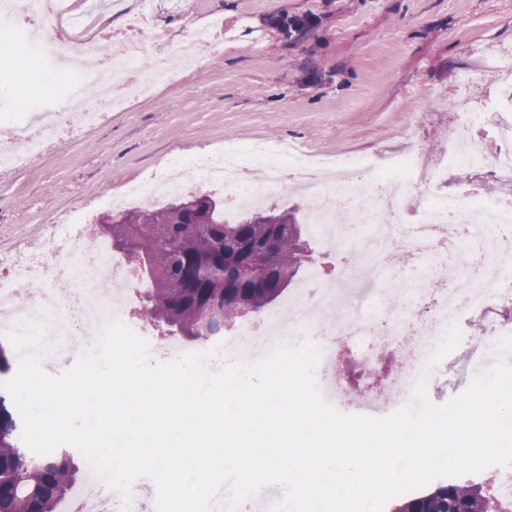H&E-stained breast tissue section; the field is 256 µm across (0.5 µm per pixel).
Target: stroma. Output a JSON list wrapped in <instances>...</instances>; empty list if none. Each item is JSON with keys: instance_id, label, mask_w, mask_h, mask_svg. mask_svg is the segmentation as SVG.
<instances>
[{"instance_id": "1", "label": "stroma", "mask_w": 512, "mask_h": 512, "mask_svg": "<svg viewBox=\"0 0 512 512\" xmlns=\"http://www.w3.org/2000/svg\"><path fill=\"white\" fill-rule=\"evenodd\" d=\"M158 2L155 22L170 44L214 13L231 43L45 157L0 171V253L32 246L41 225L69 223L78 209L98 223L105 193L168 173L176 150L212 153L259 137L366 154L396 146L413 125L430 154L456 121L442 99L463 92L478 109L512 106L488 74L512 51V0H187L183 15ZM283 15L313 24L290 38L270 24ZM1 71L0 128L55 105L53 90L26 87L32 74L48 76L42 62L29 67L0 50ZM330 370L344 377L341 412L370 394L369 370L348 344Z\"/></svg>"}]
</instances>
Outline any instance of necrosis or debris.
<instances>
[{
  "mask_svg": "<svg viewBox=\"0 0 512 512\" xmlns=\"http://www.w3.org/2000/svg\"><path fill=\"white\" fill-rule=\"evenodd\" d=\"M143 24L137 41L111 53L87 37L90 13L72 14L67 0H39L37 13L70 28V41L46 36L32 39L18 32L7 15L11 0H0V48L17 46L49 66L59 81L65 111L49 113L46 122L14 123L7 137L25 144V152L0 147V169L16 168L44 152L49 141L72 126L92 127L104 106L122 108L157 84L173 81L179 69L199 64L218 19L191 29L177 45L155 25L156 0H138ZM150 68H140L144 56ZM95 86L96 103L84 98ZM456 122L441 152L426 154L412 138L385 153L314 155L265 139L225 147L223 154L173 155V176L146 178L127 185V198L152 205L162 195L178 196L187 188L223 187L227 212L234 213L268 198L287 179L301 178L309 197L306 222L327 250L347 259L330 281L322 261H314L301 281L287 315L274 312L258 323H241L224 341L246 359L259 357L281 337L300 328L316 330L339 318L338 331L363 337L379 353L399 335L410 336L412 366L392 377L383 391L367 396L371 406L397 408L407 403L413 385L450 322H457L467 342L448 365V384L471 377L489 337L512 335V113L475 111L467 98L450 101ZM262 167L266 179L255 185L244 172ZM487 175L503 184L504 193L488 194L480 183ZM419 261L415 278L402 279L391 262L394 250ZM131 265L93 224H63L45 238L40 250L24 258H0V335L18 320L45 316L57 336L83 327L98 333L112 317L137 334L145 329L134 316L145 284L131 278ZM67 279L68 294L45 292L30 299L26 289L48 278ZM115 290L99 291L102 279ZM399 285L396 299L385 301L388 286Z\"/></svg>",
  "mask_w": 512,
  "mask_h": 512,
  "instance_id": "necrosis-or-debris-1",
  "label": "necrosis or debris"
}]
</instances>
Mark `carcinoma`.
<instances>
[{
	"label": "carcinoma",
	"instance_id": "obj_1",
	"mask_svg": "<svg viewBox=\"0 0 512 512\" xmlns=\"http://www.w3.org/2000/svg\"><path fill=\"white\" fill-rule=\"evenodd\" d=\"M99 234L128 256L149 284L142 315L163 336L205 341L264 311L312 259L303 225L288 211L255 210L238 222L209 195L155 209L114 210ZM17 419L0 395V512H57L75 487L74 456L21 446ZM395 512H496L477 483L440 484Z\"/></svg>",
	"mask_w": 512,
	"mask_h": 512
}]
</instances>
